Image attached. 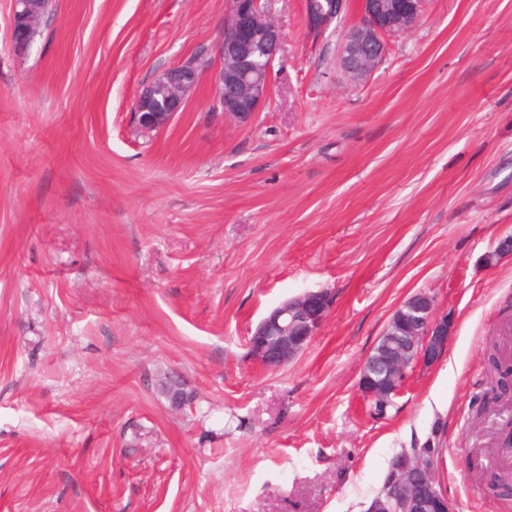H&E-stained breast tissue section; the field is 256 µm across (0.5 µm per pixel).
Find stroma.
I'll return each mask as SVG.
<instances>
[{
	"mask_svg": "<svg viewBox=\"0 0 512 512\" xmlns=\"http://www.w3.org/2000/svg\"><path fill=\"white\" fill-rule=\"evenodd\" d=\"M0 0V512H366L392 459L434 449L455 512L489 499L488 337L512 357V0H422L370 76L275 0L270 98L237 124L203 75L144 136V86L213 56L224 0H55L26 56ZM328 288L317 336L271 370L248 336ZM454 327L385 418L359 391L395 310ZM193 391L173 410L169 376Z\"/></svg>",
	"mask_w": 512,
	"mask_h": 512,
	"instance_id": "1",
	"label": "stroma"
}]
</instances>
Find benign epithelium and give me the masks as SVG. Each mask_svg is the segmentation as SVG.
<instances>
[{"label":"benign epithelium","instance_id":"obj_1","mask_svg":"<svg viewBox=\"0 0 512 512\" xmlns=\"http://www.w3.org/2000/svg\"><path fill=\"white\" fill-rule=\"evenodd\" d=\"M348 0H311L309 32L320 36L342 19ZM422 0H361V21L343 35L339 62L351 81L367 77L384 57L387 39L409 31L419 20ZM40 17L38 0H14L11 40L24 42L26 28ZM282 32L271 0H226L224 30L208 71L214 102L224 117L250 122L271 92L274 63ZM202 75L183 63L164 70L144 87L136 102L135 122L145 134L167 127L183 111ZM332 305L324 289L305 291L275 307L248 337L251 357L278 369L301 354L320 330ZM452 330L449 313L437 310L432 296L406 299L367 357L359 380L364 400L383 409L402 388L408 370L431 366L445 353ZM367 512H453L422 462L406 466L385 496L371 501Z\"/></svg>","mask_w":512,"mask_h":512}]
</instances>
